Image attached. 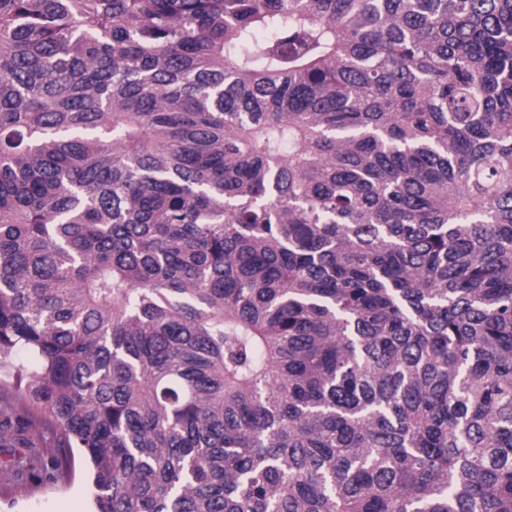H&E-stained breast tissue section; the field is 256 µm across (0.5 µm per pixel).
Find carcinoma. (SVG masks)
I'll list each match as a JSON object with an SVG mask.
<instances>
[{
    "label": "carcinoma",
    "instance_id": "1",
    "mask_svg": "<svg viewBox=\"0 0 512 512\" xmlns=\"http://www.w3.org/2000/svg\"><path fill=\"white\" fill-rule=\"evenodd\" d=\"M0 369L95 512H512V0H0Z\"/></svg>",
    "mask_w": 512,
    "mask_h": 512
}]
</instances>
